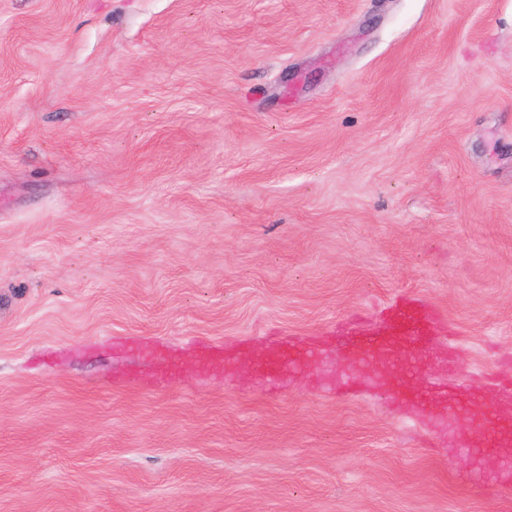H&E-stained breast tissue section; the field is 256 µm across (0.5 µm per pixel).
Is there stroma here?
Returning a JSON list of instances; mask_svg holds the SVG:
<instances>
[{
	"label": "stroma",
	"instance_id": "1",
	"mask_svg": "<svg viewBox=\"0 0 512 512\" xmlns=\"http://www.w3.org/2000/svg\"><path fill=\"white\" fill-rule=\"evenodd\" d=\"M398 296L512 377V0H0V512H512L379 374L138 349ZM153 346L156 353L165 364V368L162 371V378L168 382L175 381L181 370V365L176 357L175 350L161 339L154 340Z\"/></svg>",
	"mask_w": 512,
	"mask_h": 512
}]
</instances>
